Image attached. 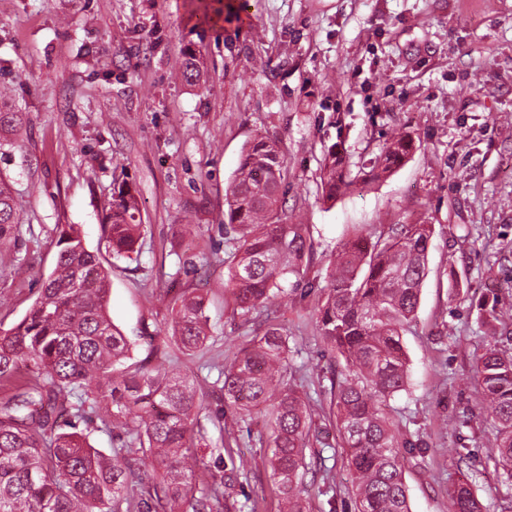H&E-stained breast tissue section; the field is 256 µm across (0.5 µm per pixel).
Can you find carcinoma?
Listing matches in <instances>:
<instances>
[{
  "instance_id": "cac0c4a2",
  "label": "carcinoma",
  "mask_w": 512,
  "mask_h": 512,
  "mask_svg": "<svg viewBox=\"0 0 512 512\" xmlns=\"http://www.w3.org/2000/svg\"><path fill=\"white\" fill-rule=\"evenodd\" d=\"M27 122L0 91V142L17 136ZM412 139L391 136L372 159L379 175L406 157ZM345 160L331 150L325 158L323 196L332 201L357 185ZM288 167L276 141L261 139L244 151L226 190L224 231L235 234V256L226 290L244 313L270 310L290 278L299 282L313 251L307 225L295 224L285 207ZM18 224L17 203L0 179V240ZM144 229L127 183L113 187L104 230L113 258L135 252ZM433 231L429 224H402L363 245V228L352 227L338 251L318 307L323 342L345 369L331 378L336 428L352 473L354 512H411L403 479L400 440L384 403L405 390L408 358L402 332L414 316L427 275ZM54 268L25 316L0 329V382L20 364L34 370L22 392L0 401V512H180L188 499L193 512H231L224 485L191 495L199 450L211 446L208 426L224 434L221 419L202 413L190 379L172 376L144 359L130 364L136 343L112 324L107 313L108 274L80 231H60ZM173 337L187 352L208 338L203 297L183 294L175 302ZM288 335L266 317L265 327L224 369V402L249 415L269 414L268 465L287 512H304L302 480L312 426L303 398L284 383ZM473 371L491 419V454L512 489V354L490 344L474 357ZM111 406L115 446L106 455L91 443V430L59 421L68 409L84 418ZM151 458L160 476L139 478L138 497L127 492L133 449ZM456 512H481L472 485L450 489Z\"/></svg>"
}]
</instances>
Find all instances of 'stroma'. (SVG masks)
Listing matches in <instances>:
<instances>
[{"mask_svg":"<svg viewBox=\"0 0 512 512\" xmlns=\"http://www.w3.org/2000/svg\"><path fill=\"white\" fill-rule=\"evenodd\" d=\"M246 20L216 28L194 11L218 0H0V86L30 116L0 147V178L20 224L0 244V327L27 312L52 270L61 229L79 228L109 260L103 224L124 176L144 231L110 274L107 311L137 341L136 359L189 374L207 413L223 416L233 455L252 462L232 489L279 512L258 437L265 416L224 404V368L258 319L234 309L225 272L224 188L244 146L278 142L287 206L300 211L313 255L276 311L289 336L288 383L311 407L321 443L306 451L307 512H351L330 377L339 363L321 338V290L348 227L376 239L397 224H430L428 274L403 345L409 382L389 402L402 439L412 512H455L454 448L472 453L486 512H512L486 457L475 355L512 334V0H248ZM195 59L198 81L177 79ZM413 150L385 177L369 161L389 129ZM346 156L359 189L322 199L328 150ZM204 298L208 340L185 353L171 337L182 293ZM501 321H486L482 305ZM155 338L147 346L143 336Z\"/></svg>","mask_w":512,"mask_h":512,"instance_id":"35a3bbf8","label":"stroma"}]
</instances>
